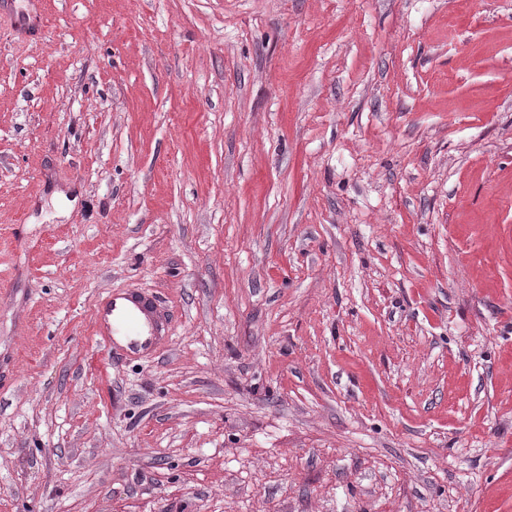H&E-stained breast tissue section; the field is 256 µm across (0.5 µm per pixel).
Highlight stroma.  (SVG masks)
<instances>
[{"instance_id": "stroma-1", "label": "stroma", "mask_w": 512, "mask_h": 512, "mask_svg": "<svg viewBox=\"0 0 512 512\" xmlns=\"http://www.w3.org/2000/svg\"><path fill=\"white\" fill-rule=\"evenodd\" d=\"M0 18V512H512V0ZM172 334L112 357L98 298Z\"/></svg>"}]
</instances>
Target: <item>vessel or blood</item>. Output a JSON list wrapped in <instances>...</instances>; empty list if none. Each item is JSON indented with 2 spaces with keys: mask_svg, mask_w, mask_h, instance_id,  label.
Listing matches in <instances>:
<instances>
[{
  "mask_svg": "<svg viewBox=\"0 0 512 512\" xmlns=\"http://www.w3.org/2000/svg\"><path fill=\"white\" fill-rule=\"evenodd\" d=\"M95 317L97 335L121 359L156 353L171 332L156 299L136 289L106 293Z\"/></svg>",
  "mask_w": 512,
  "mask_h": 512,
  "instance_id": "1",
  "label": "vessel or blood"
}]
</instances>
